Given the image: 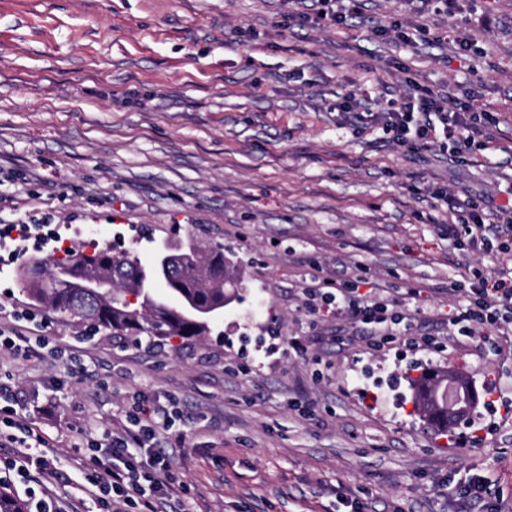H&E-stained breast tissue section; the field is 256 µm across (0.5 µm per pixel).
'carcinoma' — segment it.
<instances>
[{"label": "carcinoma", "mask_w": 512, "mask_h": 512, "mask_svg": "<svg viewBox=\"0 0 512 512\" xmlns=\"http://www.w3.org/2000/svg\"><path fill=\"white\" fill-rule=\"evenodd\" d=\"M179 263L169 272L160 270L158 261L142 264L132 249L116 253L110 247H92L91 253L79 249L67 253L69 264L63 275L36 280L25 268L20 274L22 293L38 305H45L62 316L86 324L95 335L110 331L112 335L133 336L150 342L173 336L186 339L204 336L209 320L183 311L184 299L194 300L197 306L216 316L232 302L224 288L236 287L241 279L239 267L224 258V244L200 245L193 237L178 244ZM92 270L112 277V285L102 289V296L87 297L78 288L75 270ZM131 284L140 295V304L129 306L124 301L121 286ZM166 292L160 293L158 289ZM443 373L425 375L413 385L416 397L423 401L422 410L441 428H448V410L431 400L429 385L439 381ZM0 512H25V504L11 491L0 489Z\"/></svg>", "instance_id": "cac0c4a2"}]
</instances>
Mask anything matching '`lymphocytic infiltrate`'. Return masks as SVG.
Segmentation results:
<instances>
[{
  "label": "lymphocytic infiltrate",
  "mask_w": 512,
  "mask_h": 512,
  "mask_svg": "<svg viewBox=\"0 0 512 512\" xmlns=\"http://www.w3.org/2000/svg\"><path fill=\"white\" fill-rule=\"evenodd\" d=\"M360 13V0H315L312 11L295 9L287 18L303 24L339 26ZM339 112L354 126L380 128L388 142L410 153L427 147L433 138H443L457 158L469 153L477 141L486 140L497 123L491 113L475 111L470 94L442 93L417 84L402 100L387 101L381 111L358 112L347 100L340 104ZM433 197L457 213L470 241H484L486 225L493 222L500 226V250L512 247V206L489 203L481 207L476 199L460 197L445 188L436 189ZM364 281V276H357L340 295L319 288L309 289L308 294L316 307L390 338L402 316L371 294L360 293ZM466 298L465 309L449 321V335L475 336L490 328L512 325V279L473 271ZM174 415L173 406L139 394L135 397L136 429H92L88 454L74 463L83 476L78 491L99 503L104 512H188L183 489L170 475L171 454L158 443L159 436L170 429ZM45 445L23 409L11 406L0 410V447L9 451L8 456L0 457V485L22 486L32 512H64L44 487L45 480L60 475L58 461L46 454Z\"/></svg>",
  "instance_id": "1"
}]
</instances>
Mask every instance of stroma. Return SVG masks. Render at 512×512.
<instances>
[{
    "label": "stroma",
    "instance_id": "1",
    "mask_svg": "<svg viewBox=\"0 0 512 512\" xmlns=\"http://www.w3.org/2000/svg\"><path fill=\"white\" fill-rule=\"evenodd\" d=\"M286 0H0V219L49 217L51 239L0 241V328L42 317L41 355L0 359L62 469L96 425L128 426L131 396L169 399L173 474L190 512H459L439 485L489 476L512 512V329L448 335L474 269L512 276V251L454 245L432 191L512 197V0H465L430 22L435 48L373 37L368 24L287 25ZM465 28L458 56L448 37ZM419 83L473 94L495 137L453 162L439 142L407 153L351 126L347 97L377 111ZM90 240L150 263L159 243L220 242L241 298L202 339L122 346L31 305V256ZM365 271L415 345L344 316L315 317L306 289ZM307 342L306 358L289 338ZM464 374L478 443L418 412L409 378Z\"/></svg>",
    "mask_w": 512,
    "mask_h": 512
}]
</instances>
